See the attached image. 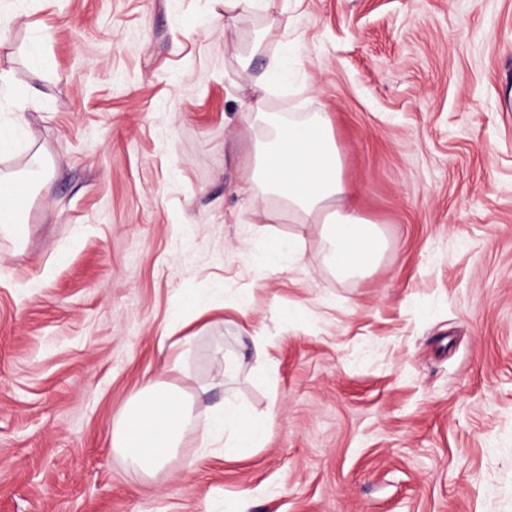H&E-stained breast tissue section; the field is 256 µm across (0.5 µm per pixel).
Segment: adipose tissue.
I'll list each match as a JSON object with an SVG mask.
<instances>
[{
  "mask_svg": "<svg viewBox=\"0 0 512 512\" xmlns=\"http://www.w3.org/2000/svg\"><path fill=\"white\" fill-rule=\"evenodd\" d=\"M287 80L288 59L280 54L251 80L248 110L253 118L246 131L253 152L248 157L250 173L236 192L251 202L279 197L301 223L320 225L325 260L338 276L363 275L377 264L383 240L374 223L351 202L353 191L342 177L328 113L286 121L269 111L270 86ZM239 370L236 357H224L223 400L199 428L204 446L223 442L228 455L262 446L277 416L276 408L255 413L238 402L232 384ZM192 413V403L181 388L146 378L113 427L111 445L144 474L154 475L175 459Z\"/></svg>",
  "mask_w": 512,
  "mask_h": 512,
  "instance_id": "1",
  "label": "adipose tissue"
}]
</instances>
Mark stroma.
Here are the masks:
<instances>
[{
    "label": "stroma",
    "mask_w": 512,
    "mask_h": 512,
    "mask_svg": "<svg viewBox=\"0 0 512 512\" xmlns=\"http://www.w3.org/2000/svg\"><path fill=\"white\" fill-rule=\"evenodd\" d=\"M276 2L228 34L222 0H0V125L28 130L0 172L46 165L0 235V512H512V0ZM273 19L302 67L272 109L331 113L387 240L365 275L234 191L238 86L268 63L237 57ZM295 234L301 261L262 262ZM226 353L240 403L277 408L263 447L229 459L191 424L152 476L110 447L147 376L201 419Z\"/></svg>",
    "instance_id": "stroma-1"
}]
</instances>
